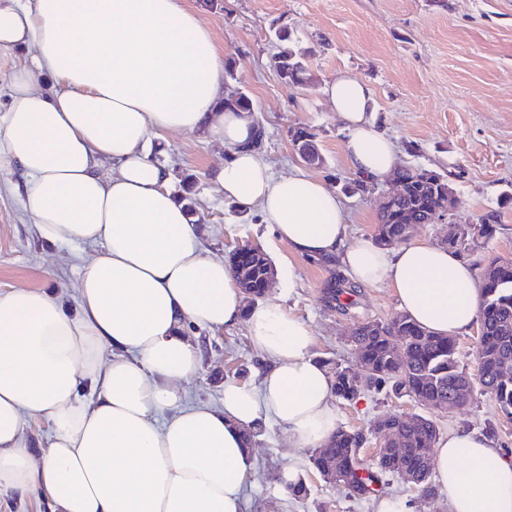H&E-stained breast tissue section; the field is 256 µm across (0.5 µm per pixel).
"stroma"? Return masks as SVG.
Returning a JSON list of instances; mask_svg holds the SVG:
<instances>
[{"instance_id": "1", "label": "stroma", "mask_w": 512, "mask_h": 512, "mask_svg": "<svg viewBox=\"0 0 512 512\" xmlns=\"http://www.w3.org/2000/svg\"><path fill=\"white\" fill-rule=\"evenodd\" d=\"M198 10L212 30L229 69L226 91L252 99L264 131L259 150L275 174L303 171L319 178L340 198L348 238L374 242L378 211L389 179L368 181L348 191L356 174L344 152L347 131L322 93L339 72L369 84L376 99L374 124L392 139L401 166L413 165L444 176L459 205L448 224H420L411 240L441 245L449 224L468 226L494 217L497 231L477 239L465 260L481 270L488 259L512 258V0H184ZM288 27L303 57L307 80L282 79L275 66L277 27ZM307 128L316 135L323 164H306L289 133ZM161 158L174 175L191 176L198 226L205 249L227 258L239 244L259 245L277 272L265 301L281 304L310 324L315 357L357 365L352 343L355 327L388 321L400 306L385 284L364 286L349 311L329 308L323 291L331 279H346L338 262L294 254L256 216H242L225 201L213 170L223 163V144L198 133L164 135ZM18 170L0 171V291L12 288L55 290L75 302L77 268L90 260V245H49L38 236L23 210ZM199 341V372L185 382L189 397L217 403L225 381L255 382L262 359L245 325L191 331ZM337 422L368 430L388 412L423 413L411 398L367 392L353 402L334 399ZM440 436L454 428L485 431L498 424L495 443L512 451V423L484 393L460 409L434 414ZM310 449L292 448L274 422L264 425L255 446L253 470L244 488L245 512H377L383 499L410 505L411 512H448L447 494L437 489L421 501L414 485L395 478L377 495L348 498L312 468ZM296 470L310 489L306 499H292L283 475Z\"/></svg>"}]
</instances>
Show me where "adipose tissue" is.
<instances>
[{"mask_svg":"<svg viewBox=\"0 0 512 512\" xmlns=\"http://www.w3.org/2000/svg\"><path fill=\"white\" fill-rule=\"evenodd\" d=\"M15 48L28 54L5 91L0 167L20 170L23 208L47 241L98 251L75 305L39 288L0 292V498L42 495L51 512H245L246 430L275 420L301 450L336 428L310 326L276 303L246 306L152 156L164 134L223 143L225 200L295 254L388 284L428 330L477 323L480 285L460 256L423 242L346 245L335 193L303 172L272 173L253 114L225 109L224 57L183 0H0V51ZM322 92L351 167L388 175L396 151L370 118L373 89L341 73ZM189 323L245 324L264 362L258 383L226 381L218 405L189 399L183 384L201 362ZM29 414L50 425L41 456L22 438ZM434 457L448 512H512V458L482 434L449 432Z\"/></svg>","mask_w":512,"mask_h":512,"instance_id":"ef3b65f1","label":"adipose tissue"}]
</instances>
